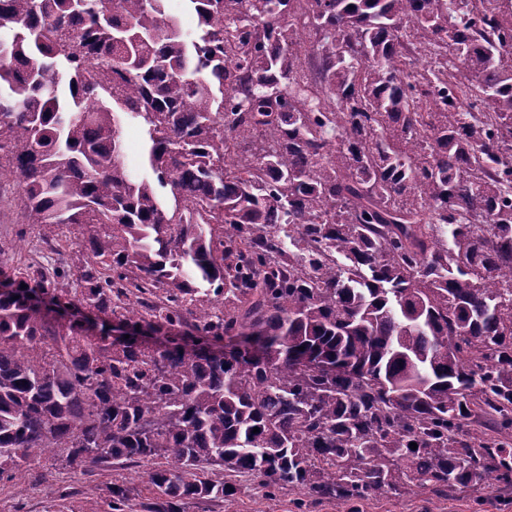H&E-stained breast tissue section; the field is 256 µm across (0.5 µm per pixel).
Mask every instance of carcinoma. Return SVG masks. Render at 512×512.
<instances>
[{
    "instance_id": "obj_1",
    "label": "carcinoma",
    "mask_w": 512,
    "mask_h": 512,
    "mask_svg": "<svg viewBox=\"0 0 512 512\" xmlns=\"http://www.w3.org/2000/svg\"><path fill=\"white\" fill-rule=\"evenodd\" d=\"M166 2L0 0V178L79 262L0 270V482L65 448L146 468V512L237 476L342 503L511 486L512 11L189 0L190 33ZM126 116L180 203L127 168ZM75 301L98 330L51 315Z\"/></svg>"
}]
</instances>
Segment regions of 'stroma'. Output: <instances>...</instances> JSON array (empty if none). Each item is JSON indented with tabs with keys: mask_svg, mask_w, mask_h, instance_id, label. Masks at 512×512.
I'll use <instances>...</instances> for the list:
<instances>
[{
	"mask_svg": "<svg viewBox=\"0 0 512 512\" xmlns=\"http://www.w3.org/2000/svg\"><path fill=\"white\" fill-rule=\"evenodd\" d=\"M17 197L13 180H0V240L12 245L0 256V265L8 269L45 258L20 238L22 216ZM45 259L59 265L70 256L64 253ZM115 484L128 489L132 504L145 502L149 496L141 470L117 467L84 473L66 467L61 456H47L32 462L18 480L0 483V512H111L109 488ZM235 484L233 498L189 503L185 512H345L338 502L312 500L299 487L268 498L245 479H236ZM354 508L356 512H512V487L500 488L489 497L466 492L447 499L416 487L401 488L358 501Z\"/></svg>",
	"mask_w": 512,
	"mask_h": 512,
	"instance_id": "1",
	"label": "stroma"
}]
</instances>
